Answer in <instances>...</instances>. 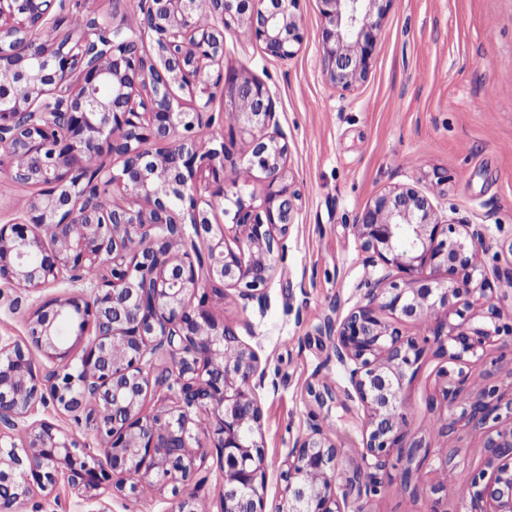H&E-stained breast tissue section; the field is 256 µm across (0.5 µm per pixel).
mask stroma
Masks as SVG:
<instances>
[{
	"label": "stroma",
	"mask_w": 512,
	"mask_h": 512,
	"mask_svg": "<svg viewBox=\"0 0 512 512\" xmlns=\"http://www.w3.org/2000/svg\"><path fill=\"white\" fill-rule=\"evenodd\" d=\"M306 39L282 62L266 57L245 29L227 34L224 72L254 77L272 92L288 135V165L303 198L287 239L281 270L265 290L264 304L243 303L235 293L213 303L261 358L266 497H279L280 465L296 438L318 422L339 451V469L360 462L364 411L357 399L318 409L307 394L326 381L345 388L327 318H339L366 292V255L352 226L374 197L398 185L429 193L427 173L448 172L442 210L486 227L487 269L512 267V0H392L381 21L367 78L345 90L322 72L316 0H302ZM34 295L0 281V343L23 341ZM492 360L471 369L482 386H512V338L499 336ZM449 361L427 344L407 378V438L428 437V459L403 486L405 457L393 453L377 494L365 512H459L457 497L434 493L449 467L457 488L486 470L492 452L484 439L495 421L476 427L455 423L444 435L432 410L440 370Z\"/></svg>",
	"instance_id": "35a3bbf8"
}]
</instances>
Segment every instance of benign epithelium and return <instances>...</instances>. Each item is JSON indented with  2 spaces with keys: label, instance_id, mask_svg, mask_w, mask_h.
<instances>
[{
  "label": "benign epithelium",
  "instance_id": "obj_1",
  "mask_svg": "<svg viewBox=\"0 0 512 512\" xmlns=\"http://www.w3.org/2000/svg\"><path fill=\"white\" fill-rule=\"evenodd\" d=\"M300 2L138 0L134 32L126 15L89 18L68 25L63 43L46 32L63 24L67 0H0V89L13 103L0 112V164L40 188L23 217L0 225V281L29 294L58 289L36 300L25 341L0 344V464L8 467L0 512L27 508L38 489L51 496L62 468L87 501L150 484L170 489L169 512H196L190 486L208 448L224 477L221 512H349L378 491L379 471L406 435L402 391L423 347L401 329L404 317L425 324L454 364L440 371L430 405L440 401L477 425L506 417L484 441L499 460L493 475L483 485L473 479L459 497H470L469 512H512V398L479 388L466 371L489 358L502 331L512 334L499 298L512 269L488 272L485 225L435 207L449 180L438 169L426 175L432 196L394 187L357 218L353 234L383 274L368 281L364 302L324 325L348 374L344 393L365 413L361 465L337 482L338 449L315 423L282 464L281 497L266 501L253 384L260 357L211 305L228 290L246 304L263 302L301 193L273 94L256 78L224 76V42L243 27L265 55L293 58L304 42ZM317 2L323 73L350 89L367 78L391 0ZM218 94L234 111L232 126L251 138L242 161L225 143L210 147L195 135L215 123L209 107ZM152 140L165 147L150 153ZM104 148L120 169L98 162ZM230 175L244 180L229 194ZM112 185L132 204L101 210V190ZM218 200L223 224L209 217ZM131 238L140 249L127 248ZM90 268L100 270L91 281ZM222 349L236 360L212 362ZM159 352L169 364H150ZM153 385L172 405L147 415ZM307 393L320 409L339 398L326 382ZM39 402L85 422L98 447L50 421H29Z\"/></svg>",
  "mask_w": 512,
  "mask_h": 512
}]
</instances>
